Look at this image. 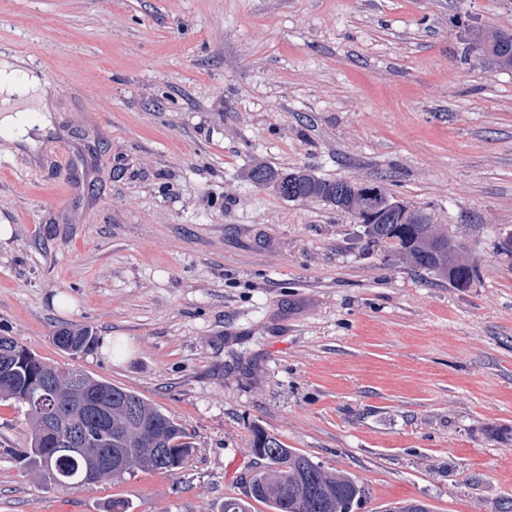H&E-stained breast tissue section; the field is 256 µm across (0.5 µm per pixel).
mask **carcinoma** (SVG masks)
<instances>
[{
	"label": "carcinoma",
	"mask_w": 512,
	"mask_h": 512,
	"mask_svg": "<svg viewBox=\"0 0 512 512\" xmlns=\"http://www.w3.org/2000/svg\"><path fill=\"white\" fill-rule=\"evenodd\" d=\"M481 45L488 56L512 60V34L496 33ZM249 178L258 186L264 181L277 184L280 196L288 200L316 199L352 216L363 213L366 204L349 181L323 179L307 169L288 172L258 164ZM369 189L380 195V214L377 223L364 225L367 242L392 247L415 267L458 288L478 277L476 262L462 257L448 237L436 234L426 222L398 223L394 199L375 185ZM53 341L74 355L95 346L97 336L84 325L58 330ZM0 401H12L24 409L31 424L29 447L13 455L24 472L39 475L49 488H85L137 470L173 472L192 453L193 442L184 425L139 393L45 362L10 336H0ZM49 409L96 432L97 447L112 453V467L82 482L88 461L61 448L58 433L45 424ZM251 448L264 461L263 468L249 478L250 489L243 496L224 498L220 512H254L256 503L270 512H353L365 495L352 478L325 470L260 428L253 431Z\"/></svg>",
	"instance_id": "carcinoma-1"
}]
</instances>
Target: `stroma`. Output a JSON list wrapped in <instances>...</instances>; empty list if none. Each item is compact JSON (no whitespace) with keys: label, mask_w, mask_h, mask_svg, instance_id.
Masks as SVG:
<instances>
[{"label":"stroma","mask_w":512,"mask_h":512,"mask_svg":"<svg viewBox=\"0 0 512 512\" xmlns=\"http://www.w3.org/2000/svg\"><path fill=\"white\" fill-rule=\"evenodd\" d=\"M460 26H452L453 16ZM512 0H0V55L52 90L37 153L0 137V336L133 390L193 438L177 473L48 489L11 452L0 512H219L254 429L354 478L353 512L512 503ZM384 188L477 259L469 287L353 216L256 186ZM89 325L98 350H59ZM485 55L512 60V34L496 33L481 42Z\"/></svg>","instance_id":"stroma-1"}]
</instances>
